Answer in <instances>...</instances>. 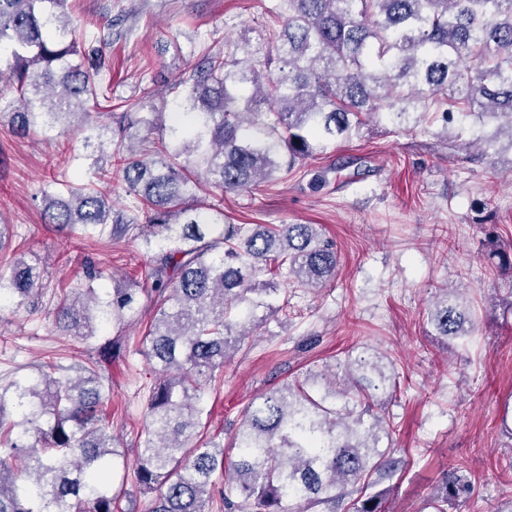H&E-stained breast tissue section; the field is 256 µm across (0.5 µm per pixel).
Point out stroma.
<instances>
[{
  "instance_id": "obj_1",
  "label": "stroma",
  "mask_w": 512,
  "mask_h": 512,
  "mask_svg": "<svg viewBox=\"0 0 512 512\" xmlns=\"http://www.w3.org/2000/svg\"><path fill=\"white\" fill-rule=\"evenodd\" d=\"M264 0H70L81 31L112 41V98L141 100L149 90L188 76L205 50L231 51L240 37H262L272 25ZM0 103V215L12 226L13 253L48 260L46 283L73 288L81 262L105 271L102 288L148 287L150 258L140 240L70 236L46 223L32 201L53 181L75 178L62 157L84 155L76 133L16 137ZM461 141L433 118L412 129L365 124L304 166L248 191L201 188L236 224H319L339 256L335 280L292 289L293 307L270 314L207 390V436L225 441L254 397L344 360L348 352L382 356L397 383L381 400L395 424L401 473L388 482L390 512H429L441 469L475 478L467 501L448 512H512V435L502 427L512 404V276L490 269L491 244L512 248V155L469 157ZM325 173L326 184L312 180ZM464 289L477 320L467 344L437 336L426 320L442 287ZM154 311L144 307L122 330H110L119 355L101 359L93 345L57 332L48 294L35 314L0 306V383L46 363L97 361L112 385V433L124 462L114 472L125 494L117 512H150L154 495L140 488L133 448L142 430L143 389L154 371L139 353Z\"/></svg>"
}]
</instances>
